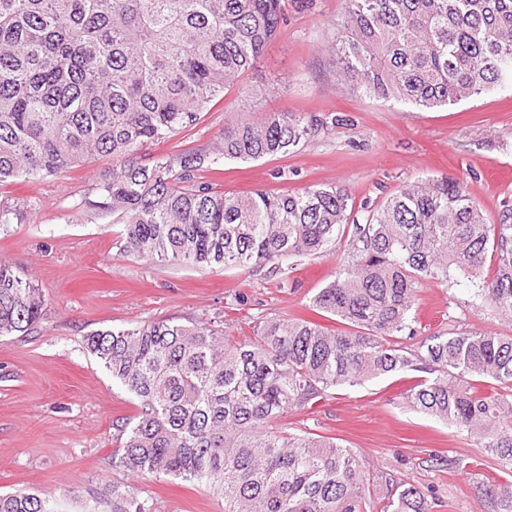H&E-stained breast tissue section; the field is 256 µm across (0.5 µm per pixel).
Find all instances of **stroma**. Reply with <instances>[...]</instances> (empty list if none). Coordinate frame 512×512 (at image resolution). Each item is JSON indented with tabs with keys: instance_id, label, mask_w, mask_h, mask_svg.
<instances>
[{
	"instance_id": "1",
	"label": "stroma",
	"mask_w": 512,
	"mask_h": 512,
	"mask_svg": "<svg viewBox=\"0 0 512 512\" xmlns=\"http://www.w3.org/2000/svg\"><path fill=\"white\" fill-rule=\"evenodd\" d=\"M343 8V0L289 7L280 35L243 83L254 92L256 113H340L347 124L324 127L288 156L228 162L219 175L205 168L198 180L239 194L324 185L377 202L402 182L448 176L466 183L488 222L496 223L512 206V89L431 110L344 94L320 50ZM240 107L237 91L226 92L195 127L149 146L147 160L210 153ZM112 166V158L101 157L57 176L0 184V204L15 211L0 234V258L34 279L46 299L29 335L0 340V492L47 494L60 512H84L93 502L110 512L113 483L129 482L155 512H224L222 500L191 483L113 469L117 427L140 407L86 350L85 337L160 320L212 319L226 335L243 340L259 317H308L311 298L346 242L299 262L285 278L125 257L112 246L120 225L98 206L96 184ZM470 288L464 279L420 288L415 308L423 333L453 327L512 336V320L474 305ZM401 385L387 376L339 387L315 409L289 413L276 426L335 438L370 470L393 474L433 497L432 512H512L492 510L481 492L506 478L496 461L473 439L410 407L399 396ZM436 456L462 458L468 466L435 467Z\"/></svg>"
}]
</instances>
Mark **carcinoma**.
Here are the masks:
<instances>
[{"instance_id": "cac0c4a2", "label": "carcinoma", "mask_w": 512, "mask_h": 512, "mask_svg": "<svg viewBox=\"0 0 512 512\" xmlns=\"http://www.w3.org/2000/svg\"><path fill=\"white\" fill-rule=\"evenodd\" d=\"M288 0H0V182L53 176L98 156L120 161L98 182L120 216L119 254L199 269L283 273L345 233L346 253L312 306L341 325L262 317L254 338L169 320L97 330L87 349L140 404L120 425L112 467L181 478L224 512H432L418 488L370 472L334 439L275 422L339 386L418 371L407 402L490 450L512 473V336L421 335L425 283L467 279L474 302L512 319V209L489 224L466 185L418 179L357 208L338 188L245 195L197 180L206 157L142 160L198 124L242 84L280 34ZM324 51L340 89L419 109L512 87V0H344ZM325 121L298 112L238 114L211 164L287 156ZM44 295L0 259V339L38 323ZM497 388L484 390L488 381ZM492 501L512 484L491 485ZM0 512H57L42 494H0ZM112 512H152L112 484Z\"/></svg>"}]
</instances>
